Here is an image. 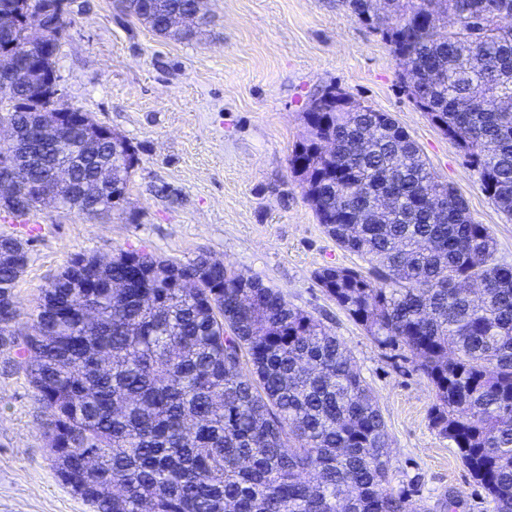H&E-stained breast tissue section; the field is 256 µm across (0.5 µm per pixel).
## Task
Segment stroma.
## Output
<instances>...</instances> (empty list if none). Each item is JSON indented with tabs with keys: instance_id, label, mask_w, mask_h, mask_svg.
<instances>
[{
	"instance_id": "1",
	"label": "stroma",
	"mask_w": 512,
	"mask_h": 512,
	"mask_svg": "<svg viewBox=\"0 0 512 512\" xmlns=\"http://www.w3.org/2000/svg\"><path fill=\"white\" fill-rule=\"evenodd\" d=\"M210 23L183 44L124 16L114 0H66L60 50L65 103L134 146L126 198L107 217L42 205L33 224L0 221L27 240L30 261L15 290V345L0 349V512H93L56 475L45 410L18 364L47 279L75 253L127 249L188 260L201 252L248 272L321 320L351 350L389 434L391 490L457 512H490L455 448L429 422L430 383L410 354L378 346L318 286L328 264L362 267L318 223L288 156L313 95L337 87L389 113L441 181L488 225L497 256L512 263V217L481 189L477 170L402 87L399 60L340 0H207Z\"/></svg>"
}]
</instances>
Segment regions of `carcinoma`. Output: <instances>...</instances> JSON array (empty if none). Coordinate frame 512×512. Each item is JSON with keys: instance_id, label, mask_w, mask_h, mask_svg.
Masks as SVG:
<instances>
[{"instance_id": "obj_1", "label": "carcinoma", "mask_w": 512, "mask_h": 512, "mask_svg": "<svg viewBox=\"0 0 512 512\" xmlns=\"http://www.w3.org/2000/svg\"><path fill=\"white\" fill-rule=\"evenodd\" d=\"M0 34V69L27 26L60 48L63 0ZM189 0H120L152 32ZM414 75L400 83L477 168L512 216V0H341ZM324 100L303 113L288 157L304 197L336 244L364 268L326 265L322 290L382 347L411 354L431 384L430 421L457 449L492 512H512V264L485 224L441 182L387 112ZM63 106L20 83L0 98L19 135L14 166L52 181L60 207L110 213L132 171L103 142L68 131L45 140ZM107 170L110 180L96 179ZM42 202L0 181V211ZM29 244L0 236V347L14 343V290ZM20 366L47 413L59 477L95 512H430L389 490L388 431L369 384L337 336L278 291L205 253L186 262L132 249L76 253L42 288Z\"/></svg>"}]
</instances>
